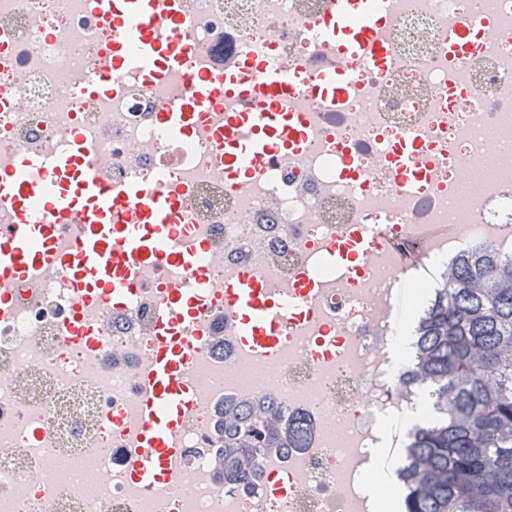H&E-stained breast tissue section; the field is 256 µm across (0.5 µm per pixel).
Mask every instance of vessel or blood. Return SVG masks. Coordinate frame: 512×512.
<instances>
[{"label": "vessel or blood", "instance_id": "vessel-or-blood-1", "mask_svg": "<svg viewBox=\"0 0 512 512\" xmlns=\"http://www.w3.org/2000/svg\"><path fill=\"white\" fill-rule=\"evenodd\" d=\"M180 0H96L98 12L111 21L114 37L106 64L92 78L94 90L106 89L115 78L133 71H183L190 91L167 104L160 123L174 137H191L203 113L224 98L237 102L213 131L226 172L246 179L270 156L300 151L306 142L301 113L283 103L300 85L316 96L337 99L351 73L331 62L310 73L283 67L276 59L240 60L231 69L216 65L205 73L187 68L190 36L178 24ZM387 21L380 0H326L312 23L318 41H330L338 55L383 59L388 48L379 32ZM478 45L475 23L459 28L448 43V54L465 58ZM422 146L411 136L400 138L392 159L396 179L404 183L425 172ZM81 145L51 163L24 155L10 171L0 173V200L11 203L17 222L0 234V289L37 266L64 271L83 298L101 302L124 298L142 268L161 270L179 265L195 277L196 287L171 286L163 292L161 313L153 326L154 350L137 396L138 426L131 438L130 467L134 479L152 488L175 482L181 473L179 437L194 410L199 392L189 381L197 356V337L190 331L202 316L210 271L198 264L199 248L173 249L178 225L172 217L177 191L155 182L115 186L84 174ZM42 211L41 223L30 221L32 208ZM79 218L72 248L55 247L60 224ZM379 228L359 225L346 236L331 239L330 262L365 265ZM320 286L310 271H298L285 286L242 271L223 280L224 313L234 325L229 342L268 356L280 347L288 320L298 314Z\"/></svg>", "mask_w": 512, "mask_h": 512}]
</instances>
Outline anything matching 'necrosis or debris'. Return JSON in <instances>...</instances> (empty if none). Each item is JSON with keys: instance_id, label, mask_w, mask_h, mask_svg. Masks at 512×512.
<instances>
[{"instance_id": "necrosis-or-debris-1", "label": "necrosis or debris", "mask_w": 512, "mask_h": 512, "mask_svg": "<svg viewBox=\"0 0 512 512\" xmlns=\"http://www.w3.org/2000/svg\"><path fill=\"white\" fill-rule=\"evenodd\" d=\"M324 0H181L193 39L190 64L277 57L316 71L336 47L315 42L311 21ZM394 21L385 33L384 64L346 60L351 88L341 101L297 93L310 136L303 152L278 155L248 181L225 172L208 127L177 139L159 112L186 94L182 76L132 72L108 93L88 78L107 55L112 26L94 0H0V169L22 152L45 160L80 140L90 172L119 185L165 174L181 198L183 244H212L204 264H217L206 295L203 337L230 335L224 320L225 272L248 270L280 282L316 267L325 287L285 342L264 363L277 371L270 391L290 408L336 422L286 464L285 494L268 483L227 488L206 454L212 442L209 402L184 428L181 490L133 487L125 457L140 377L153 353L151 325L163 288L189 285L187 270H142L136 290L109 307L87 309L98 340L68 337L81 300L67 276L33 269L9 285L0 306V512H381V487L394 476L376 468L374 449L403 445L420 425L416 394H400L396 355L411 358V330L431 288L463 250L477 243L512 255V0H383ZM480 23L481 46L455 59L453 29ZM416 135L428 175L398 185L390 156L400 136ZM352 151L357 170L341 173ZM497 157L500 181L475 204L471 220L453 224L457 182L476 161ZM382 225L397 249L377 245L358 270L323 265L325 243L349 226ZM448 224L447 243L407 265L428 225ZM403 291L408 330L393 326L388 297ZM70 461L69 483L53 462ZM95 458L99 478L82 487L81 465Z\"/></svg>"}]
</instances>
